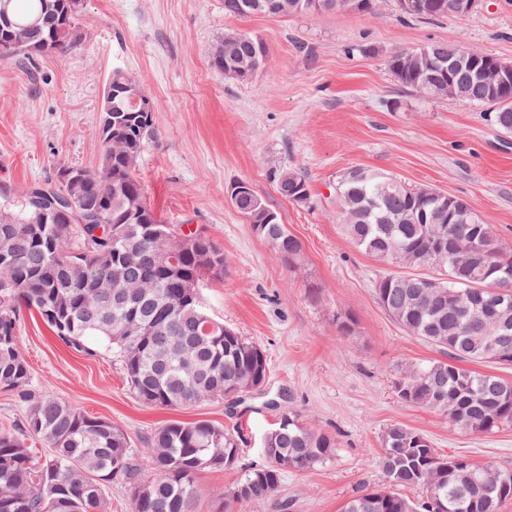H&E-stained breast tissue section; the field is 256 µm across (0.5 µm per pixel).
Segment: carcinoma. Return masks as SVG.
I'll list each match as a JSON object with an SVG mask.
<instances>
[{
  "label": "carcinoma",
  "instance_id": "obj_1",
  "mask_svg": "<svg viewBox=\"0 0 512 512\" xmlns=\"http://www.w3.org/2000/svg\"><path fill=\"white\" fill-rule=\"evenodd\" d=\"M455 0H399L406 16L438 18L455 13ZM83 0H0L16 24L18 43L0 48V59L65 53L77 43ZM345 9V0H224V14L277 18ZM251 35L220 44L211 56L219 72L258 51ZM461 41L396 51L387 66L397 83L434 99L431 84L454 79L467 102L489 105L495 126L512 133V85L496 90L476 78L457 57ZM125 128L101 143L97 164L82 167L83 192L73 194L57 178L38 185L51 196L70 197L67 221L43 224L31 196L0 205V388L25 401L21 427L0 432V512H106V489L121 483L132 512H193L200 474L240 464L241 429L209 420H171L133 449L128 434L111 420L92 417L50 393L34 394L21 348L22 309L38 313L64 344L88 354L90 344L116 352L137 399L162 408H190L237 398L260 389L269 363L265 350L210 317L199 299L204 278L223 283L224 252L203 233H180L146 200L137 167L158 139L155 126L129 110ZM336 180V206L354 245L411 273L388 275L377 284L381 307L409 335L439 347L444 358L404 368L395 379L398 397L438 412L473 433L512 423V382L478 372L470 363L512 364V254L491 225L472 208L448 220V199L423 198L429 187L351 167ZM278 193L306 206L304 175L283 169ZM254 233L287 261H297L302 243L280 223L258 193L243 199ZM464 256L434 252L438 239ZM179 253L176 264L156 257ZM434 269L438 275L423 273ZM39 440L38 454L28 439ZM425 435L401 424L387 427L376 459L384 484L349 500L342 512H500L512 499V471L472 463L468 474L448 473V458ZM336 439L307 426L292 413L281 416L263 438L261 465L245 468L228 494L243 512L272 498L286 472L307 471L331 460ZM153 475L142 477L143 462ZM508 488H503V478ZM420 486L417 508L399 489Z\"/></svg>",
  "mask_w": 512,
  "mask_h": 512
}]
</instances>
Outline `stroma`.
Returning <instances> with one entry per match:
<instances>
[{
    "instance_id": "stroma-1",
    "label": "stroma",
    "mask_w": 512,
    "mask_h": 512,
    "mask_svg": "<svg viewBox=\"0 0 512 512\" xmlns=\"http://www.w3.org/2000/svg\"><path fill=\"white\" fill-rule=\"evenodd\" d=\"M230 30L267 48L249 82L209 65ZM79 35L64 55L0 60V201L18 198L58 165L96 164L104 89L114 71L134 74L156 105L159 132L139 161L146 199L165 223L204 232L223 250L224 282L204 283L200 300L265 349L269 374L237 401L149 407L130 390L115 354L67 347L26 312L20 336L32 391L110 419L136 442L170 420L243 427L247 466L261 463L262 438L285 411L335 436L331 462L285 473L276 497L245 512H341L382 485L375 459L394 423L426 435L438 454L512 470V424L475 434L398 398L400 369L442 352L380 306L377 283L395 267L344 234L334 192L349 167L391 173L469 199L512 249V135L494 129L488 107L405 90L386 65L396 50L455 38L512 63V0H479L468 14L434 20L403 16L397 0H378L369 14L282 18L228 17L223 0H84ZM284 167L308 179L311 205L278 193L274 174ZM239 181L300 239L301 263L279 257L234 209L228 190ZM340 313L352 317L351 335H341ZM239 476L204 472L195 512H225Z\"/></svg>"
}]
</instances>
